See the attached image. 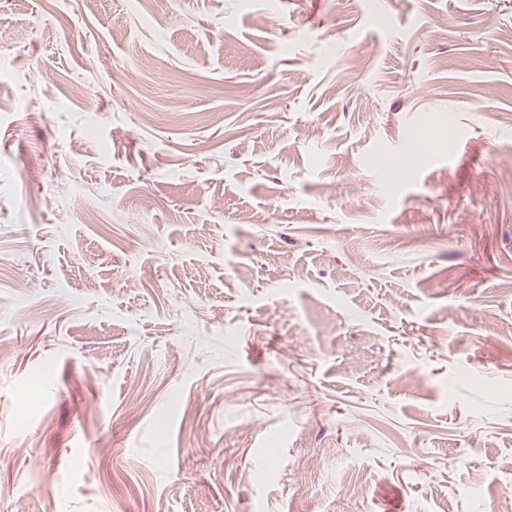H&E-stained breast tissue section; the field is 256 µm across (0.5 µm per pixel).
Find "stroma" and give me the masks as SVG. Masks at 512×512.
Returning <instances> with one entry per match:
<instances>
[{"label":"stroma","mask_w":512,"mask_h":512,"mask_svg":"<svg viewBox=\"0 0 512 512\" xmlns=\"http://www.w3.org/2000/svg\"><path fill=\"white\" fill-rule=\"evenodd\" d=\"M0 85V512L512 485V0H0Z\"/></svg>","instance_id":"stroma-1"}]
</instances>
